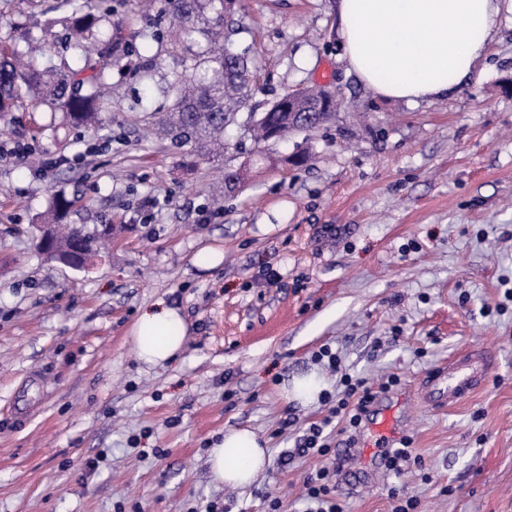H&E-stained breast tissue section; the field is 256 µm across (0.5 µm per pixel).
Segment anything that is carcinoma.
I'll return each instance as SVG.
<instances>
[{"instance_id":"obj_1","label":"carcinoma","mask_w":512,"mask_h":512,"mask_svg":"<svg viewBox=\"0 0 512 512\" xmlns=\"http://www.w3.org/2000/svg\"><path fill=\"white\" fill-rule=\"evenodd\" d=\"M41 14L46 16L44 30L52 33L57 15H63V26L68 34L65 40L73 50L76 66L68 62L45 70L34 67V60L47 54L50 45L44 41L34 45L26 41L27 49L16 48L13 35L0 38V119L23 106L29 100L48 105L64 114L76 125L91 130L102 123L101 113L108 111L100 84L104 70L114 62L129 56V40L118 26H113L107 38L101 41L97 55H92L85 42L95 38L98 24L108 9L93 4V0H38ZM231 0H169L171 6L168 38L180 45L203 36L206 41L223 34L224 16H233L237 10H224ZM215 16L206 18V12ZM253 77L252 61L240 54L228 59L224 51L217 53L205 48L197 55L193 70L177 76L171 85L173 102L170 109L156 117L155 126L160 136L177 145L191 144L197 155L209 160L224 153V130L237 118V111L246 101ZM320 90H308L306 101L292 106L288 94H283L267 110L263 122L247 126L246 135L256 144L266 142L270 134L283 138L292 132L311 130L330 120L336 102L322 104L318 113L302 116L306 127L299 128L289 121L288 113L301 110L318 100Z\"/></svg>"}]
</instances>
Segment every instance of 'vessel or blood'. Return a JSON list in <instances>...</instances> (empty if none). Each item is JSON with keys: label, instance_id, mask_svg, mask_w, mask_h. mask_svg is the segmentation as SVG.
<instances>
[{"label": "vessel or blood", "instance_id": "obj_1", "mask_svg": "<svg viewBox=\"0 0 512 512\" xmlns=\"http://www.w3.org/2000/svg\"><path fill=\"white\" fill-rule=\"evenodd\" d=\"M493 365L491 353L467 349L452 358L447 367L426 376L423 389L428 400L437 405L463 401L487 381ZM398 420L394 411H384L371 426L359 448L353 449L348 464L379 467L384 454L399 440Z\"/></svg>", "mask_w": 512, "mask_h": 512}]
</instances>
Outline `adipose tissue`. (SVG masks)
Masks as SVG:
<instances>
[{
  "mask_svg": "<svg viewBox=\"0 0 512 512\" xmlns=\"http://www.w3.org/2000/svg\"><path fill=\"white\" fill-rule=\"evenodd\" d=\"M344 55L379 95L413 103L447 96L486 52L497 26L494 0H338ZM170 308L143 314L134 328L140 359L174 358L184 337ZM266 444L252 430L229 429L210 448L208 463L221 483L247 488L266 465Z\"/></svg>",
  "mask_w": 512,
  "mask_h": 512,
  "instance_id": "1",
  "label": "adipose tissue"
}]
</instances>
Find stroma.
<instances>
[{
	"instance_id": "obj_1",
	"label": "stroma",
	"mask_w": 512,
	"mask_h": 512,
	"mask_svg": "<svg viewBox=\"0 0 512 512\" xmlns=\"http://www.w3.org/2000/svg\"><path fill=\"white\" fill-rule=\"evenodd\" d=\"M136 55L107 72L104 128L44 132L47 107L0 134V512H303L304 482L332 457L293 455L340 398L341 373L411 400L402 434L421 465L401 478L339 482L345 512H512V0H498L487 56L443 100L377 95L344 57L337 0H241L236 50L255 58L244 113L286 92L336 94L323 126L255 147L225 132L219 161L159 137L163 89L204 38L157 37L167 0H109ZM306 149L307 165L288 163ZM253 166L222 209L225 167ZM66 221L98 235L83 269L47 260L35 237L53 194ZM181 314L173 360L142 363L143 312ZM340 371L316 360L322 346ZM494 357L468 400L438 408L421 381L467 347ZM317 375L304 402L284 388ZM229 428L256 432L268 462L239 490L207 454Z\"/></svg>"
}]
</instances>
